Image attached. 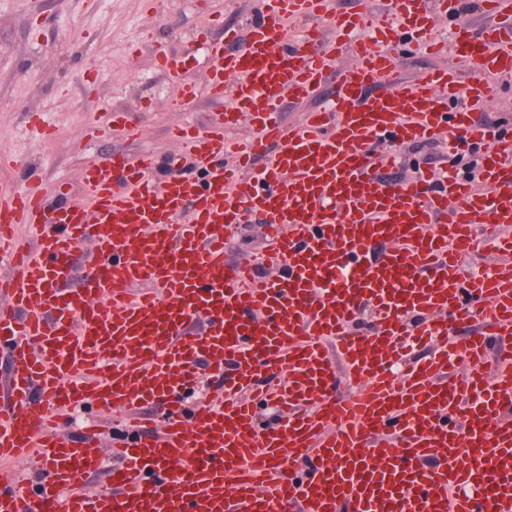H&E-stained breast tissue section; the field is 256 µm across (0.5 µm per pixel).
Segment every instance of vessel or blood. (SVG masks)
<instances>
[{
  "label": "vessel or blood",
  "mask_w": 512,
  "mask_h": 512,
  "mask_svg": "<svg viewBox=\"0 0 512 512\" xmlns=\"http://www.w3.org/2000/svg\"><path fill=\"white\" fill-rule=\"evenodd\" d=\"M324 4L263 0L245 35L207 41L200 85L157 53L185 101L219 107L172 132L196 175L157 181L151 154L116 150L84 167V203L62 182L49 205L35 177L0 194V461L51 463L0 479V512H512V276L461 266L512 258V134L478 119L491 77H512V0H480L476 40L457 0ZM440 18L488 81L400 82L402 52L441 50ZM321 93L282 123L284 101ZM449 128L481 148L480 187L381 176L382 143ZM255 218L263 262L229 260ZM205 378L219 398L197 396ZM77 410L92 418L74 436Z\"/></svg>",
  "instance_id": "vessel-or-blood-1"
}]
</instances>
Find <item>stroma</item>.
I'll list each match as a JSON object with an SVG mask.
<instances>
[{"instance_id":"obj_1","label":"stroma","mask_w":512,"mask_h":512,"mask_svg":"<svg viewBox=\"0 0 512 512\" xmlns=\"http://www.w3.org/2000/svg\"><path fill=\"white\" fill-rule=\"evenodd\" d=\"M258 0H0V153L26 157L42 176L45 190L68 181L82 195L83 166L113 150L150 152L168 159L176 151L171 128L205 124L214 106L206 99L181 102L176 87L154 67V52L177 54L189 77L203 80L204 52L196 36H222L213 15L243 24ZM99 75L87 88V74ZM138 113L142 137L127 142L119 131L91 134L99 113ZM45 114L53 139L32 135L25 116ZM394 162L382 174L391 180L412 172L413 163L442 173L443 142L421 152L392 143Z\"/></svg>"}]
</instances>
